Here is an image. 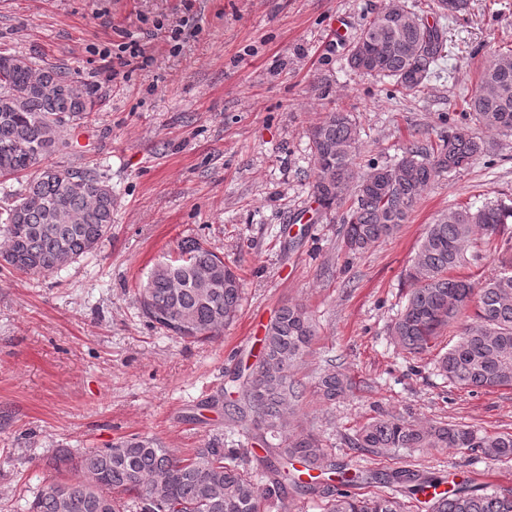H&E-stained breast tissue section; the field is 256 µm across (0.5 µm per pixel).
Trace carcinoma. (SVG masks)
<instances>
[{
    "label": "carcinoma",
    "mask_w": 512,
    "mask_h": 512,
    "mask_svg": "<svg viewBox=\"0 0 512 512\" xmlns=\"http://www.w3.org/2000/svg\"><path fill=\"white\" fill-rule=\"evenodd\" d=\"M470 0H433L428 8L455 15ZM443 29L423 22L400 5V17L382 9L369 21L347 57L355 71L389 80L403 95L427 88L445 52ZM512 51L493 52L466 99L468 118L491 132H512V69H502ZM91 98L63 71L36 67L24 55L0 52V177L25 179L0 201V266L39 275L61 269L92 252L112 229V186L82 166L60 168L42 161L65 142L67 127L88 117ZM315 173L312 193L328 210L349 206L343 218L348 251L359 254L395 234L440 174L466 168L482 145L466 127L448 129L436 145L414 143L399 160L374 166L365 177L354 168L358 128L347 112L334 109L310 133ZM512 202L488 201L478 208L458 206L429 225L407 273V302L391 327L395 341L410 353L432 348L442 330L472 312L458 336L437 359L448 381L471 391L512 387ZM498 257L489 278L471 279L457 271L478 264L482 251ZM180 256L161 261L138 289L144 316L173 335L204 342L224 330L236 315L242 283L224 258L195 238L179 243ZM301 305L279 309L266 326L256 361L237 373L241 397L233 420L266 442L287 426L288 412L304 397L295 369L315 337ZM350 388L332 369L320 377L317 393L325 402ZM355 448L389 453L408 448H467L492 460L512 458V434L480 433L464 424L418 426L395 417L375 418L352 440ZM266 455L226 448L220 436L180 457L160 442L132 435L107 448L74 456L56 449L49 464L71 477L69 512H266L287 508L281 493L291 485L316 495L322 512H410L412 496L438 488L443 480L407 467L389 472L350 474L336 465L313 434L288 436ZM375 488L365 496L335 488ZM41 487L27 512H63L57 498ZM431 512H512V491L492 485L454 484L430 499Z\"/></svg>",
    "instance_id": "carcinoma-1"
}]
</instances>
